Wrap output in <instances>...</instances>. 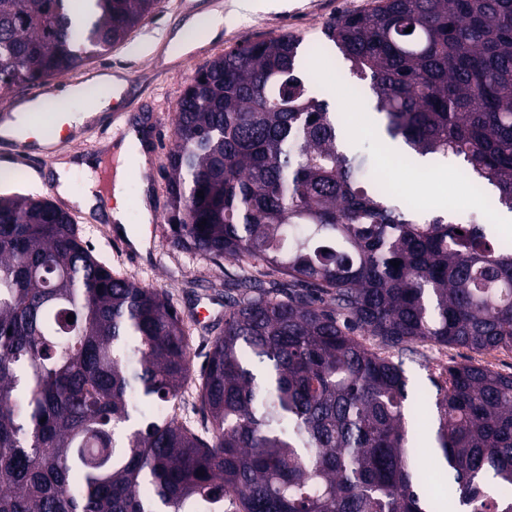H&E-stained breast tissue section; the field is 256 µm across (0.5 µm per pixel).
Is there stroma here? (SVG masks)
Wrapping results in <instances>:
<instances>
[{
  "label": "stroma",
  "instance_id": "stroma-1",
  "mask_svg": "<svg viewBox=\"0 0 512 512\" xmlns=\"http://www.w3.org/2000/svg\"><path fill=\"white\" fill-rule=\"evenodd\" d=\"M373 0H288L286 9L258 10L240 15L235 0H158V3L120 45L91 57L86 64L63 76L66 84H85L95 72L118 71L125 78L130 94V107L120 116L121 125L142 124L146 136L141 150L148 157L146 169L127 167V220L137 226L140 189H147L153 203L156 220L149 226L150 249L147 254L132 250L103 215L76 211V221L84 241L95 253L108 258L113 270L124 276L170 293L177 310L191 317L195 309L209 312V321L224 316V291L229 283L253 274L252 266L232 260L213 261L173 247L171 230L165 222L167 197L165 176L167 156L175 142V115L178 101L199 67L224 55L243 40H255L283 33L292 34L310 45L323 41V26L339 13L368 8ZM222 13L224 24L206 39L187 36L181 54L171 57L170 46L176 32L194 18H207ZM318 84L331 95L337 111L352 107L354 112L368 110L371 90L368 82L345 76L336 82L333 73L319 76ZM349 136L363 152L370 155L375 171L385 173L393 187V199L401 207L429 213L438 209L463 221L478 219L484 213L477 204V195L458 169H450L445 181H438L433 170L413 169L402 156L393 154L379 136L370 129L351 121ZM111 136L104 121L93 120L76 136L59 141L54 156L79 154L99 157L95 170L76 171L72 177L74 192H81L93 178L103 179L114 171L118 162L106 145ZM52 162L30 157L0 141V170L18 172L16 181L0 184V194L19 192L35 196L54 197ZM208 321V322H209ZM206 324V323H205ZM205 324L193 321L190 352L194 370H201L205 355L214 339ZM404 369L410 387H430L434 377L448 366L474 361L491 370L512 374V351L493 350L477 354L457 346L423 344L414 352L404 354Z\"/></svg>",
  "mask_w": 512,
  "mask_h": 512
}]
</instances>
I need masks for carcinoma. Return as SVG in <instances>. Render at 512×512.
I'll return each instance as SVG.
<instances>
[{"label": "carcinoma", "instance_id": "obj_1", "mask_svg": "<svg viewBox=\"0 0 512 512\" xmlns=\"http://www.w3.org/2000/svg\"><path fill=\"white\" fill-rule=\"evenodd\" d=\"M155 3L0 0V101L111 49ZM323 35L370 82L382 138L459 161L512 211V0H374ZM300 45L246 40L179 101L173 243L294 285L228 286L200 373L165 291L112 272L49 199L0 195V512H438L402 354L512 349V242L390 204ZM190 385L198 428L177 414ZM436 389L448 492L512 512V374L460 363Z\"/></svg>", "mask_w": 512, "mask_h": 512}]
</instances>
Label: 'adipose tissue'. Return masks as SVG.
Here are the masks:
<instances>
[{
	"label": "adipose tissue",
	"instance_id": "1",
	"mask_svg": "<svg viewBox=\"0 0 512 512\" xmlns=\"http://www.w3.org/2000/svg\"><path fill=\"white\" fill-rule=\"evenodd\" d=\"M40 103L31 102L14 109L10 120L0 124V137L10 139L19 135L33 137L40 145L49 148L57 144L63 131L77 132L90 119L93 114L89 111L63 112L58 118L54 128L45 129L37 126L33 121L36 112L41 111ZM138 138L135 134H128L125 142L118 148L120 160L116 167L109 194H102L97 182H89L82 192H73L71 175L74 165L70 162L60 161L55 165L56 191L67 198L78 208L86 212L103 210L110 221H113L117 231L126 233L130 245L138 252H146L149 247V233L147 228L152 223L154 215L152 203L148 196L138 199L141 229L138 233H129L126 218V176L125 166L136 163L138 168H146L147 159L137 148Z\"/></svg>",
	"mask_w": 512,
	"mask_h": 512
}]
</instances>
